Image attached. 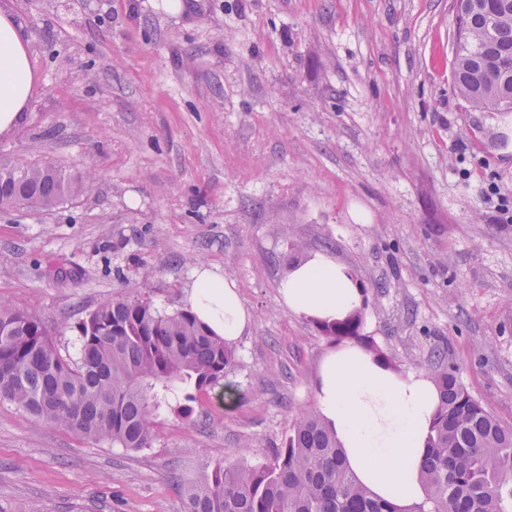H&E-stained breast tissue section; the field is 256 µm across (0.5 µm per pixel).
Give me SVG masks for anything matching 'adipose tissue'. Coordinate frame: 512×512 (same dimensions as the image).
Returning a JSON list of instances; mask_svg holds the SVG:
<instances>
[{
  "mask_svg": "<svg viewBox=\"0 0 512 512\" xmlns=\"http://www.w3.org/2000/svg\"><path fill=\"white\" fill-rule=\"evenodd\" d=\"M34 79L22 27L0 12V134L23 121ZM280 293L294 315L321 320L343 318L361 302L351 276L322 253L294 264ZM188 303L197 319L229 345L253 322L235 283L204 264L193 271ZM437 403L436 387L426 374H393L354 344L332 352L321 366L318 409L335 430L349 468L383 498L423 497L419 469Z\"/></svg>",
  "mask_w": 512,
  "mask_h": 512,
  "instance_id": "ef3b65f1",
  "label": "adipose tissue"
}]
</instances>
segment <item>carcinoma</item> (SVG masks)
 Returning <instances> with one entry per match:
<instances>
[{
  "label": "carcinoma",
  "instance_id": "1",
  "mask_svg": "<svg viewBox=\"0 0 512 512\" xmlns=\"http://www.w3.org/2000/svg\"><path fill=\"white\" fill-rule=\"evenodd\" d=\"M454 78L480 111L512 110V0H455ZM80 189L79 177L51 163L0 167V208L45 209ZM360 312L319 322L337 342L363 345ZM77 357L62 355L34 315L0 299V401L95 442L130 451L151 445L156 419L178 398L185 416L197 394L220 387L235 352L188 309L158 310L146 297L115 296L78 323ZM439 404L420 465L424 497L399 504L376 496L347 468L345 451L320 414L308 411L258 466L226 460L184 485L187 512H512V428L501 425L460 384L457 369L435 366Z\"/></svg>",
  "mask_w": 512,
  "mask_h": 512
}]
</instances>
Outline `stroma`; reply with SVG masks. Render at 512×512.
<instances>
[{"label":"stroma","instance_id":"35a3bbf8","mask_svg":"<svg viewBox=\"0 0 512 512\" xmlns=\"http://www.w3.org/2000/svg\"><path fill=\"white\" fill-rule=\"evenodd\" d=\"M38 79L0 165L81 178L48 209H0V298L61 353L116 295L187 307L199 264L253 314L236 390L162 413L129 451L0 402V512H186L179 481L265 461L316 410L338 350L279 294L325 253L364 289L360 328L395 374L434 373L512 427V113L470 108L453 77L454 0H0Z\"/></svg>","mask_w":512,"mask_h":512}]
</instances>
